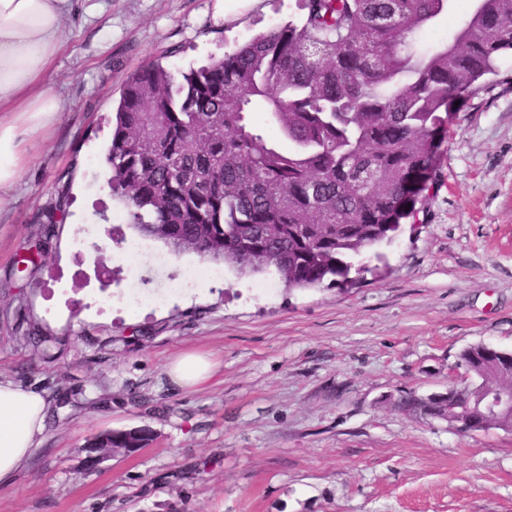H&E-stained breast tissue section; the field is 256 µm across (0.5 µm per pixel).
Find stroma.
Segmentation results:
<instances>
[{
    "label": "stroma",
    "mask_w": 512,
    "mask_h": 512,
    "mask_svg": "<svg viewBox=\"0 0 512 512\" xmlns=\"http://www.w3.org/2000/svg\"><path fill=\"white\" fill-rule=\"evenodd\" d=\"M299 16L297 0H81L67 23L47 77L66 109L27 136L20 180L0 191V379L47 403L0 512H512V433L465 437L398 406L446 391L466 347L512 350V58L452 112L416 223L347 285L291 290L225 265L180 287L200 258L138 234L111 195L130 72L186 71ZM64 184L65 222L17 272ZM132 280L144 301L122 300ZM191 350L216 368L185 390L167 366ZM135 427L148 446L85 469L90 439Z\"/></svg>",
    "instance_id": "35a3bbf8"
}]
</instances>
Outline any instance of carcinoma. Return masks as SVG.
Segmentation results:
<instances>
[{
	"mask_svg": "<svg viewBox=\"0 0 512 512\" xmlns=\"http://www.w3.org/2000/svg\"><path fill=\"white\" fill-rule=\"evenodd\" d=\"M451 2L299 0V19L206 65H142L123 85L105 153L128 223L175 253L273 271L288 289L349 283L365 271L354 259L420 212L455 102L493 86L512 56V0H470L448 39L419 49L415 35ZM67 204L63 193L45 239ZM493 363L480 345L460 352L465 399L502 386ZM399 405L447 422L460 412L412 392ZM149 441L137 428L91 444Z\"/></svg>",
	"mask_w": 512,
	"mask_h": 512,
	"instance_id": "1",
	"label": "carcinoma"
}]
</instances>
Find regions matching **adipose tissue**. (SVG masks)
I'll use <instances>...</instances> for the list:
<instances>
[{
  "label": "adipose tissue",
  "instance_id": "ef3b65f1",
  "mask_svg": "<svg viewBox=\"0 0 512 512\" xmlns=\"http://www.w3.org/2000/svg\"><path fill=\"white\" fill-rule=\"evenodd\" d=\"M78 0H0V189L21 170L23 133L50 125L64 101L45 78L63 44V24ZM207 355L186 352L168 366L180 387L192 389L212 373ZM46 401L38 393L0 380V484L23 466L44 430Z\"/></svg>",
  "mask_w": 512,
  "mask_h": 512
}]
</instances>
